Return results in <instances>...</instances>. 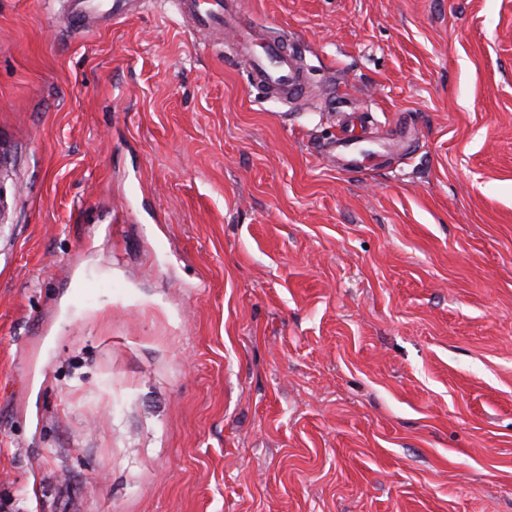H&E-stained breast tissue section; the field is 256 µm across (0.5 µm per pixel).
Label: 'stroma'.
<instances>
[{
    "instance_id": "obj_1",
    "label": "stroma",
    "mask_w": 512,
    "mask_h": 512,
    "mask_svg": "<svg viewBox=\"0 0 512 512\" xmlns=\"http://www.w3.org/2000/svg\"><path fill=\"white\" fill-rule=\"evenodd\" d=\"M60 8L0 0V503L512 512V0H241L295 106ZM358 140L349 132L343 131L332 143L331 150H339V156L345 162V165L353 171H358L365 165L356 157Z\"/></svg>"
}]
</instances>
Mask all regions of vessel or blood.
Returning <instances> with one entry per match:
<instances>
[{"mask_svg":"<svg viewBox=\"0 0 512 512\" xmlns=\"http://www.w3.org/2000/svg\"><path fill=\"white\" fill-rule=\"evenodd\" d=\"M141 0H66V34L77 36L95 28L119 23L140 7ZM183 24L201 33L222 30L234 38V58L245 68L249 83L271 98L295 103L307 94V79L291 37L269 38L263 29L243 23L239 0H176ZM358 141L342 132L333 142L341 159L353 171L362 167L357 158Z\"/></svg>","mask_w":512,"mask_h":512,"instance_id":"1","label":"vessel or blood"}]
</instances>
